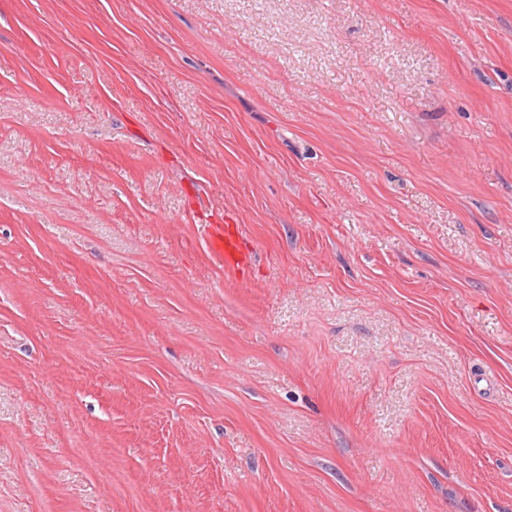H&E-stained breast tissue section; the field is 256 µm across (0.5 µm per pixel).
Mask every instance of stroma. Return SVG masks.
Wrapping results in <instances>:
<instances>
[{
  "label": "stroma",
  "instance_id": "obj_1",
  "mask_svg": "<svg viewBox=\"0 0 512 512\" xmlns=\"http://www.w3.org/2000/svg\"><path fill=\"white\" fill-rule=\"evenodd\" d=\"M0 168V512H512V0H0ZM208 228L209 250L224 260L226 268L238 269L243 262V256L237 236L229 229H225L224 224H212Z\"/></svg>",
  "mask_w": 512,
  "mask_h": 512
}]
</instances>
